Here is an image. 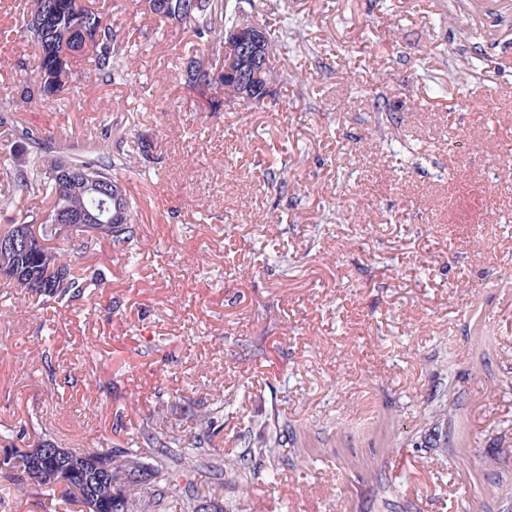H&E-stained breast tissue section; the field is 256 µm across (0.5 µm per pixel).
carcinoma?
Wrapping results in <instances>:
<instances>
[{
	"label": "carcinoma",
	"mask_w": 512,
	"mask_h": 512,
	"mask_svg": "<svg viewBox=\"0 0 512 512\" xmlns=\"http://www.w3.org/2000/svg\"><path fill=\"white\" fill-rule=\"evenodd\" d=\"M145 9L168 21L190 24L195 35L228 59L238 50L227 46L224 33L233 26L248 23L240 16L238 0H143ZM23 34L36 49L38 80L24 85L19 98H10L0 105V125L8 124L7 113L24 105L48 104L72 79L74 59L91 53L95 71L107 82L123 76L119 69L122 56L117 42L118 19L100 7L86 6L80 0H29L23 15ZM267 66L253 82L261 89L274 81L275 53L283 36L266 30ZM189 85L198 90L205 112H217L226 103L254 105L242 93L239 81L227 76L221 84L220 97L209 96L196 73L188 72ZM21 143L34 145L22 164L5 167L0 175L34 195L50 199V212L62 211L68 222L84 224L87 213L100 204L112 207V223L97 225L100 237L123 246H134L132 224L136 211L120 180L112 171L120 163L109 159L80 160L72 157H48L36 134L14 131ZM111 183L112 197L96 192L95 185ZM21 239L17 249L0 250V280L23 287L49 300L75 298L85 288V279L73 272L63 248L45 245L52 239L50 228L35 236L26 227L10 224L0 227V236ZM147 447L114 448L106 453H87L75 448H48L42 443L16 455L21 463L23 480L55 493L60 488L81 505H91V512H135L132 490L149 486L147 507L160 512L166 499L178 498L186 512H201L191 476L205 467L221 476L225 485H241L263 469H276L288 464V449L275 436L257 447L246 446L232 457H224L217 448H187L180 440L160 441L149 437Z\"/></svg>",
	"instance_id": "obj_1"
}]
</instances>
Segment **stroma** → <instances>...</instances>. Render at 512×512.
<instances>
[{
  "instance_id": "35a3bbf8",
  "label": "stroma",
  "mask_w": 512,
  "mask_h": 512,
  "mask_svg": "<svg viewBox=\"0 0 512 512\" xmlns=\"http://www.w3.org/2000/svg\"><path fill=\"white\" fill-rule=\"evenodd\" d=\"M240 0L288 33L263 105L197 111L192 31L109 0L124 78L14 111L57 154L110 151L136 248L64 241L93 284L0 287V455L147 435L296 453L224 512H512V0ZM0 0V101L32 79ZM0 225L43 198L0 178ZM0 470V512H79Z\"/></svg>"
}]
</instances>
